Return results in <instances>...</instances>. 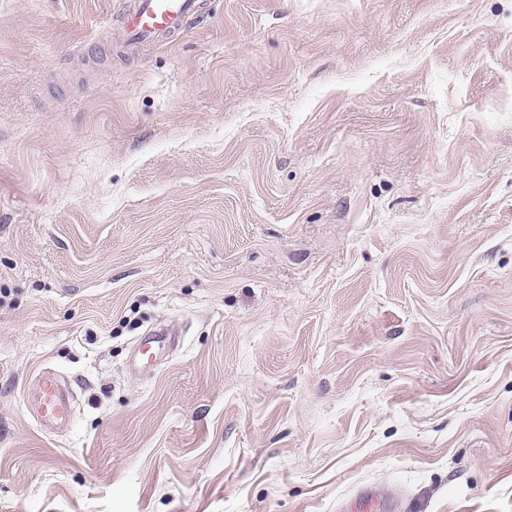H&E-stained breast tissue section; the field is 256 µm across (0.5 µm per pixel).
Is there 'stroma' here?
<instances>
[{
  "label": "stroma",
  "mask_w": 512,
  "mask_h": 512,
  "mask_svg": "<svg viewBox=\"0 0 512 512\" xmlns=\"http://www.w3.org/2000/svg\"><path fill=\"white\" fill-rule=\"evenodd\" d=\"M202 2L0 0V512H512V0ZM200 8L199 0H138L124 16L118 37L125 42L159 40L182 31ZM36 412L43 424L68 421L67 398L54 377L46 376L39 381ZM348 508L350 512H395L398 505L391 501L378 500L369 494H363L352 500Z\"/></svg>",
  "instance_id": "stroma-1"
}]
</instances>
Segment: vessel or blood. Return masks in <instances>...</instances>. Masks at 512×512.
<instances>
[{
	"mask_svg": "<svg viewBox=\"0 0 512 512\" xmlns=\"http://www.w3.org/2000/svg\"><path fill=\"white\" fill-rule=\"evenodd\" d=\"M200 0H138L123 18L119 38L125 42H149L180 32L188 19L198 14ZM38 419L45 424L67 422L68 403L57 380L43 377L36 395ZM397 503L382 501L368 494L349 504L350 512H396Z\"/></svg>",
	"mask_w": 512,
	"mask_h": 512,
	"instance_id": "b4317fda",
	"label": "vessel or blood"
}]
</instances>
